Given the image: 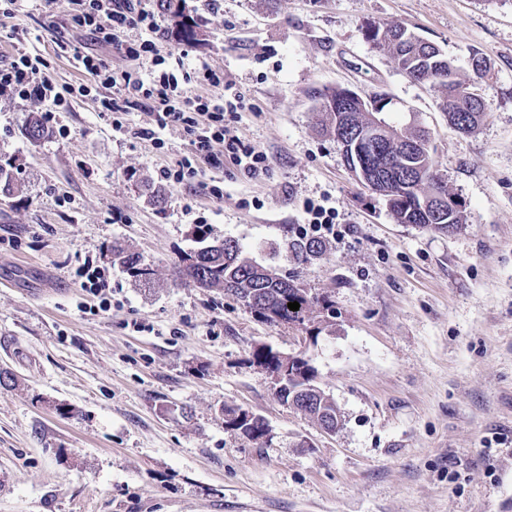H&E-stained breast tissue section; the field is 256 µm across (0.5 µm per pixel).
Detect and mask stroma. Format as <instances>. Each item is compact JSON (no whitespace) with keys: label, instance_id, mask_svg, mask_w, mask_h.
Masks as SVG:
<instances>
[{"label":"stroma","instance_id":"stroma-1","mask_svg":"<svg viewBox=\"0 0 512 512\" xmlns=\"http://www.w3.org/2000/svg\"><path fill=\"white\" fill-rule=\"evenodd\" d=\"M201 40L154 35L183 87L201 65L223 71L241 110L230 135L263 151L251 178L202 166L198 184L160 182L191 151L182 128L160 144L132 140L104 114V88L64 46L130 62L93 38L71 0H22L0 32V61L40 54L73 90L69 128L31 142L43 105L0 94V158L22 191L0 197V512H512V0H188ZM399 23L469 73L490 57L487 117L458 133L441 94L412 82L366 38ZM89 95H77L79 85ZM387 94L390 121L417 117L467 221L451 235L398 223L360 185L340 145L315 127L317 91ZM153 183L154 202L142 189ZM328 201L343 238L296 261L288 239L306 202ZM232 238L253 262L294 277L320 299L308 320L266 321L231 296L173 272L195 246ZM122 244L150 264L136 280L112 262ZM109 272L112 308L94 315L74 279L84 259ZM307 353L335 402L333 433L281 401L254 352ZM261 417L260 440L225 411Z\"/></svg>","mask_w":512,"mask_h":512}]
</instances>
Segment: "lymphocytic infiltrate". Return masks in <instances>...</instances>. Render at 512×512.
Here are the masks:
<instances>
[{
  "mask_svg": "<svg viewBox=\"0 0 512 512\" xmlns=\"http://www.w3.org/2000/svg\"><path fill=\"white\" fill-rule=\"evenodd\" d=\"M74 4L81 26L88 28L98 40L112 44L133 62L132 68L117 70L101 58L73 51L75 66L112 91L111 96L101 99V111L140 110L148 115V126L129 128L128 133L134 138L152 140L159 131L170 126L181 127L189 138L190 155L162 167L161 180L182 185L196 179L199 162L218 166L226 159L248 176L256 178L266 173L265 154L239 137L229 135L224 124L225 113L238 111L237 103L223 96L192 94L171 73L142 77V66L159 62L157 44L152 37L158 27L157 13L149 0H74ZM132 30L143 33L140 43L129 42L128 33ZM4 90L22 99L47 104V118L51 121L58 120L60 113L68 109L66 97L45 73L44 61L37 55L21 53L0 66V92ZM202 115L207 116V123H199ZM217 143L223 145V153H214L213 146Z\"/></svg>",
  "mask_w": 512,
  "mask_h": 512,
  "instance_id": "f902f5d3",
  "label": "lymphocytic infiltrate"
}]
</instances>
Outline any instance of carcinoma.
<instances>
[{
    "instance_id": "1",
    "label": "carcinoma",
    "mask_w": 512,
    "mask_h": 512,
    "mask_svg": "<svg viewBox=\"0 0 512 512\" xmlns=\"http://www.w3.org/2000/svg\"><path fill=\"white\" fill-rule=\"evenodd\" d=\"M158 8L174 22L172 35L178 41H196L203 36L191 16L187 0H157ZM366 35L373 45L387 52L398 68L410 79L445 90L440 103L448 115V124L462 134L475 132L485 117L484 103L479 88L492 71V66L479 69L471 66V75L464 81L458 77L454 61L443 50L400 25L370 23ZM322 105L316 109L319 132L336 141L355 143L356 131L370 121L369 113L361 111L360 103L346 97L344 88H326L319 93ZM349 169L359 182L373 192L381 193L397 222L415 224L428 230L452 233L466 222L464 203L445 212L444 223L436 216L438 198L453 196L438 172V165L430 145L429 132L419 124H388L383 137L372 143H361L357 151L346 158ZM21 191L12 168L0 163V195L11 197ZM201 238L197 247L185 253L178 264L179 277L200 288L234 291L238 298L265 300L269 307L250 305V310L262 318L272 312L284 323H301L319 302L316 297L296 285L294 280H274L268 268L242 256L238 242L224 239V250L211 253L205 245L207 236L198 227ZM297 259H307L322 251V243L312 237H302L288 243ZM112 259L132 277L149 280L151 269L140 257L121 247L112 248ZM300 304L292 311L288 304ZM306 377L294 384L288 393H278L281 400L292 403L316 422L336 421L340 417L336 403L316 385L314 369L309 360Z\"/></svg>"
}]
</instances>
